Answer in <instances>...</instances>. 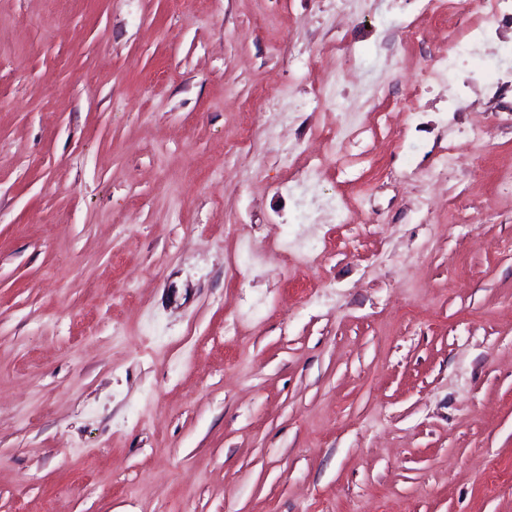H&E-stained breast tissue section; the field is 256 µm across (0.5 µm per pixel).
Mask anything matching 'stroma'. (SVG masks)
Instances as JSON below:
<instances>
[{
	"instance_id": "1",
	"label": "stroma",
	"mask_w": 512,
	"mask_h": 512,
	"mask_svg": "<svg viewBox=\"0 0 512 512\" xmlns=\"http://www.w3.org/2000/svg\"><path fill=\"white\" fill-rule=\"evenodd\" d=\"M416 16L0 0V512H512V33ZM474 31L475 30L473 29L469 33V36H468L466 42L454 44L448 50V57L437 61V64L434 69L436 75H440L442 73V75L448 77V67H449L448 66V58H449V56L456 53L457 50L465 44H470L473 47V53H475V51L479 48V46L481 44H483L484 42H486L490 39L492 29L491 28H482V29H479L475 33H474ZM512 71L507 70L497 76L495 90L489 99L494 112H512Z\"/></svg>"
}]
</instances>
